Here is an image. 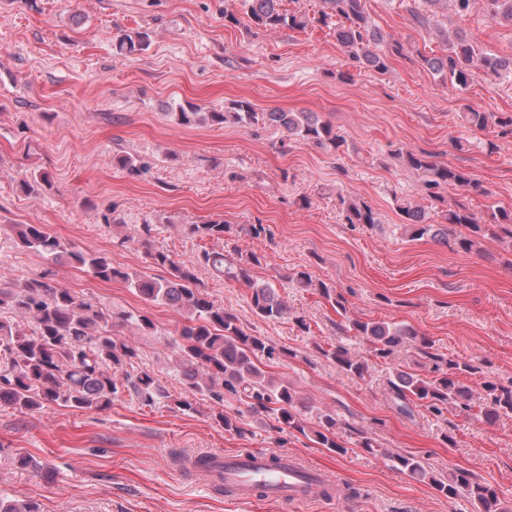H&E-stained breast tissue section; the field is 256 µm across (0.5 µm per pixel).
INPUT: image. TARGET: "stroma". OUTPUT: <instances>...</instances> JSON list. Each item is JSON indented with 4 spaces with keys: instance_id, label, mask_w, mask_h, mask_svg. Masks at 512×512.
Wrapping results in <instances>:
<instances>
[{
    "instance_id": "1",
    "label": "stroma",
    "mask_w": 512,
    "mask_h": 512,
    "mask_svg": "<svg viewBox=\"0 0 512 512\" xmlns=\"http://www.w3.org/2000/svg\"><path fill=\"white\" fill-rule=\"evenodd\" d=\"M366 5L383 41H400L404 54L391 59L386 73L362 70L343 83L337 74L348 69V55L317 22L319 0H282L283 10L311 22L276 31L242 21V0H0V281L46 275L78 295L149 316L155 328L136 336V366L168 393L151 406L123 393L105 410L0 407V496L37 503L40 512H474L467 498L448 499L393 467V456L413 455L442 475L468 471L496 488L512 512V417L489 424L472 411L438 415L423 406L407 417L393 406L387 384L398 369L429 375L436 354L478 360L486 377L512 380V240L488 235L466 252L455 243L458 226L444 239L409 238L399 204L425 210L430 223L442 219L421 173L396 156L432 153L489 191L468 195L451 186L443 191L446 202L466 196L477 210L512 207V143L488 152L494 132H468L460 118L467 104L512 113V73L476 71L460 91L421 62L444 53L443 29L474 34L487 53L512 57V26L492 20L483 0L463 17L437 10L429 29L411 20L421 0ZM228 14L240 24L225 23ZM132 30L150 34L149 48L118 54L114 40ZM237 100L260 112L315 113L346 143L333 152L303 140L282 143L270 126L189 127L173 119L188 105L211 112ZM465 137L470 150L455 149ZM118 152L142 159L145 169L133 175L116 167ZM39 172L49 174L50 185L25 191L23 181ZM349 196L371 205L378 225L346 223L340 201ZM116 216L123 226L113 225ZM210 220L270 227V236L232 241L261 258L248 279L226 280L203 267L197 274L247 333L283 350L270 372L287 380L312 412L341 420L345 453L277 430L273 418L230 395L224 413L240 429L225 431L211 415V401L182 383L176 343L183 320L176 311L125 283L54 264L17 246L11 231L15 224H41L76 250L156 277L152 251L190 265L202 251L220 249V242L181 231ZM140 224L152 225L150 236L126 240L127 228ZM302 267L335 286L346 314L289 282ZM251 279L276 285L289 308L306 317L310 334L287 319L256 317ZM351 319L410 325L430 340L432 352L404 345L373 357L362 337L345 332ZM338 345L367 358L364 377L322 356ZM178 398L192 410L176 408ZM361 430L373 433L378 451L358 447ZM280 449L337 479L334 497L243 507L214 478L185 467L197 453ZM19 455L33 468H19Z\"/></svg>"
}]
</instances>
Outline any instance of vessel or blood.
Listing matches in <instances>:
<instances>
[{"label":"vessel or blood","instance_id":"b4317fda","mask_svg":"<svg viewBox=\"0 0 512 512\" xmlns=\"http://www.w3.org/2000/svg\"><path fill=\"white\" fill-rule=\"evenodd\" d=\"M194 471L205 474L223 473L228 496L233 503H253L258 494L270 500L311 503L323 500L330 481L324 470L285 451L194 457Z\"/></svg>","mask_w":512,"mask_h":512}]
</instances>
